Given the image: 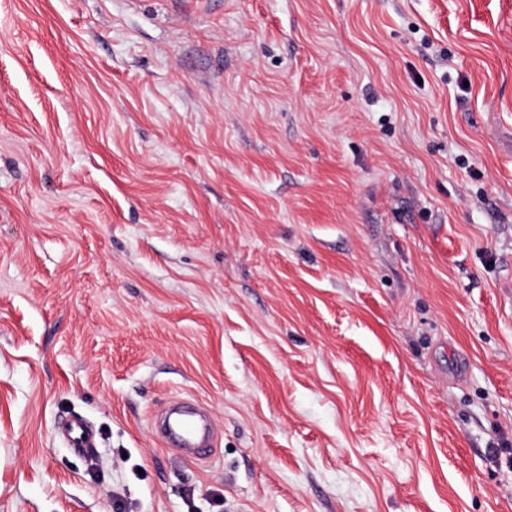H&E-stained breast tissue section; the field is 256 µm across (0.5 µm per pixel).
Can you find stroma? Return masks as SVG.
Instances as JSON below:
<instances>
[{"label": "stroma", "mask_w": 512, "mask_h": 512, "mask_svg": "<svg viewBox=\"0 0 512 512\" xmlns=\"http://www.w3.org/2000/svg\"><path fill=\"white\" fill-rule=\"evenodd\" d=\"M0 207V512H512V0H0ZM65 441L78 452L92 448L95 444L93 433L78 419L68 420L62 429Z\"/></svg>", "instance_id": "obj_1"}]
</instances>
